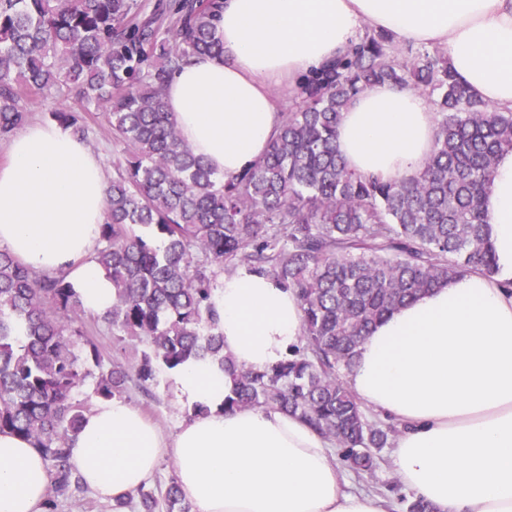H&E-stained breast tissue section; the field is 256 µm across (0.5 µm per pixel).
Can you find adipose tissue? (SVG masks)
<instances>
[{"label": "adipose tissue", "instance_id": "1", "mask_svg": "<svg viewBox=\"0 0 512 512\" xmlns=\"http://www.w3.org/2000/svg\"><path fill=\"white\" fill-rule=\"evenodd\" d=\"M396 43L444 47L481 101L512 109V0H224L217 54L191 57L164 90L184 142L225 179L258 161L282 120L279 98L354 44L364 28ZM438 115L412 90L381 83L343 111L347 167L409 177L430 157ZM0 165V246L39 273L65 272L86 310L113 303L97 264L107 216L104 159L55 122H30ZM483 209L498 273H467L395 309L357 349L350 389L397 422L394 470L435 512H512V152L495 162ZM237 364L282 361L302 336L292 290L238 270L211 297ZM234 382L219 361L174 369L170 392L190 414L172 436L127 400L98 401L70 442L84 484L119 499L163 454L193 512H387L346 490L330 443L272 409L225 413ZM49 475L31 442L0 433V512H43Z\"/></svg>", "mask_w": 512, "mask_h": 512}]
</instances>
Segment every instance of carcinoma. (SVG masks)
I'll list each match as a JSON object with an SVG mask.
<instances>
[{
	"label": "carcinoma",
	"mask_w": 512,
	"mask_h": 512,
	"mask_svg": "<svg viewBox=\"0 0 512 512\" xmlns=\"http://www.w3.org/2000/svg\"><path fill=\"white\" fill-rule=\"evenodd\" d=\"M167 29L138 0H0V138L29 120L28 94L74 106L51 120L84 137L100 113L124 145L108 189L98 264L112 281L100 318L139 340L131 365L104 369V350L78 324L65 273L39 274L0 248V432L30 439L50 494L80 488L69 441L84 419L76 394L110 399L161 369L216 359L233 376L224 412L271 408L333 442L358 474L395 432L367 417L343 374L385 315L469 272H498L483 200L497 156L512 151V110L476 99L438 48L402 47L368 30L354 48L300 82L265 155L229 181L183 142L163 91L197 54L221 50L222 0H171ZM391 83L425 96L439 116L435 146L413 176L383 180L350 170L336 151L341 113L360 93ZM239 268L295 291L301 343L267 369L236 364L209 300L213 266ZM167 512H186L177 483Z\"/></svg>",
	"instance_id": "cac0c4a2"
}]
</instances>
